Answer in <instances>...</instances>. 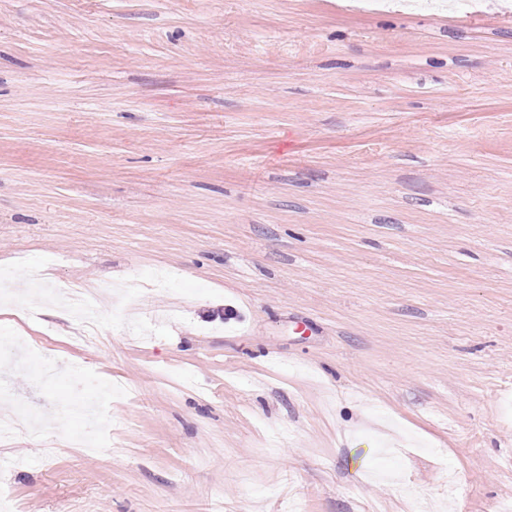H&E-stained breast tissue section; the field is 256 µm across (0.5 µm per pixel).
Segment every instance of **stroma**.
<instances>
[{
	"label": "stroma",
	"instance_id": "35a3bbf8",
	"mask_svg": "<svg viewBox=\"0 0 512 512\" xmlns=\"http://www.w3.org/2000/svg\"><path fill=\"white\" fill-rule=\"evenodd\" d=\"M0 271L9 512H498L512 5L0 0Z\"/></svg>",
	"mask_w": 512,
	"mask_h": 512
}]
</instances>
